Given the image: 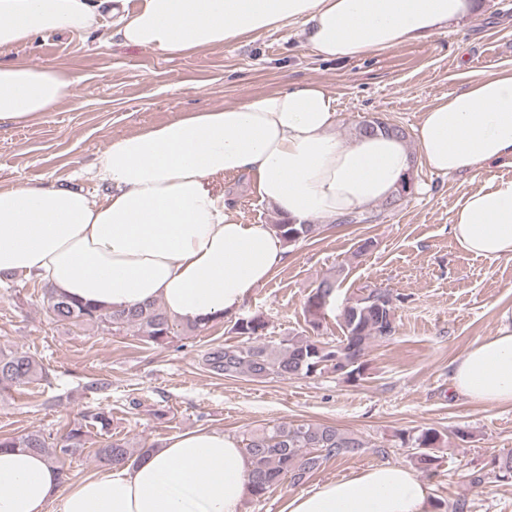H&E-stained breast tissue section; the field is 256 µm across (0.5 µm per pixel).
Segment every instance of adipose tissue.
Instances as JSON below:
<instances>
[{
  "instance_id": "adipose-tissue-1",
  "label": "adipose tissue",
  "mask_w": 512,
  "mask_h": 512,
  "mask_svg": "<svg viewBox=\"0 0 512 512\" xmlns=\"http://www.w3.org/2000/svg\"><path fill=\"white\" fill-rule=\"evenodd\" d=\"M476 0H0V51L35 36L96 29L116 15L115 37L166 58L298 24L325 60H351L429 39L473 17ZM403 139L344 144L336 99L322 83L287 84L244 102L192 110L114 142L95 163L112 191L92 201L66 187L0 186V276L44 280L58 294L110 310L159 302L184 324L236 314L251 290L288 260L267 224L229 214L216 184L246 172L262 201L295 222L367 212L408 181L414 158L448 176L512 162V70L462 72ZM56 66L0 63V125L44 119L76 97ZM451 231L466 253L512 260V180L489 178L454 207ZM450 385L472 402L512 403V311L454 363ZM251 465L218 431H187L136 463L63 485L24 448H0V512H242ZM408 467L380 463L292 496L283 512H436Z\"/></svg>"
}]
</instances>
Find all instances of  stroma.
<instances>
[{
  "instance_id": "1",
  "label": "stroma",
  "mask_w": 512,
  "mask_h": 512,
  "mask_svg": "<svg viewBox=\"0 0 512 512\" xmlns=\"http://www.w3.org/2000/svg\"><path fill=\"white\" fill-rule=\"evenodd\" d=\"M112 22L107 16L95 31L43 35L0 54L1 63L55 65L79 81L78 97L41 122L0 126V186L64 183L100 200L104 187L90 166L112 141L181 111L239 103L290 81H316L333 91L341 142L352 139L360 121L382 116L406 130L414 154V129L437 99L461 89L459 72L512 67V0H481L476 15L427 41L347 61L318 59L296 25L167 59L113 39ZM494 176L512 179V165L490 167L480 179ZM480 179L414 164L413 192L399 206L374 223H335L290 246L287 265L252 289L241 313L265 316L270 343L306 330L304 302L325 277L339 275L341 301L367 284L399 295L397 334L370 345L366 373L356 382L333 373L290 380L215 376L201 356L236 343L233 318L204 331L178 323L169 343L152 345L134 327L114 333L56 322L46 311L44 283L0 280V349L31 352L48 371L22 389L0 391V434L40 429L57 438L87 408L101 406L112 414V434L136 448L199 428L240 440L281 421L332 425L365 441L360 452L330 460L307 482L282 481L243 505V512H281L291 495L326 481L382 462L409 465L399 433L459 429L464 438L439 448L441 466L425 480L440 512H453L460 500L468 512H512V484L474 487L467 479L491 456L512 451V404L471 402L452 394L448 381L451 366L512 309V260L467 254L449 233L455 205ZM224 203L245 224L281 219L246 173L225 177ZM364 239L372 245L361 253ZM98 378L109 387L89 389Z\"/></svg>"
}]
</instances>
